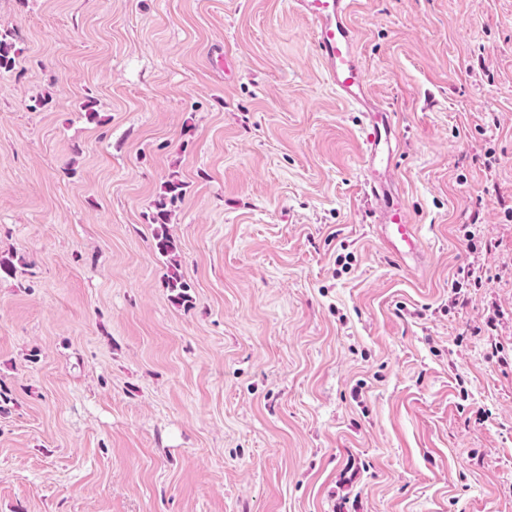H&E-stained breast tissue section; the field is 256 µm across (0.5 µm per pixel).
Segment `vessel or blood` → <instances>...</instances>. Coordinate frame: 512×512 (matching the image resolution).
<instances>
[{"label": "vessel or blood", "mask_w": 512, "mask_h": 512, "mask_svg": "<svg viewBox=\"0 0 512 512\" xmlns=\"http://www.w3.org/2000/svg\"><path fill=\"white\" fill-rule=\"evenodd\" d=\"M293 4L313 27L328 83L340 99L356 106L363 116L364 192L385 210L383 219L374 226L376 236L402 270L417 273L426 260L422 239L388 178L396 149L395 124L391 113L370 94L358 57L359 32L351 20L352 0H293Z\"/></svg>", "instance_id": "b4317fda"}]
</instances>
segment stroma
Listing matches in <instances>:
<instances>
[{"mask_svg":"<svg viewBox=\"0 0 512 512\" xmlns=\"http://www.w3.org/2000/svg\"><path fill=\"white\" fill-rule=\"evenodd\" d=\"M351 18L415 276L290 0H0V512H512V0ZM183 195L184 184L181 181H167L163 186V192L154 201V211L150 219V223L155 225L152 235L154 250L169 259L166 284L173 293L172 299L176 304L189 302L190 296L187 291L190 287L181 270L177 243L169 235L166 225L170 222L172 208L182 200Z\"/></svg>","mask_w":512,"mask_h":512,"instance_id":"1","label":"stroma"}]
</instances>
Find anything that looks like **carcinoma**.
<instances>
[{
	"instance_id": "cac0c4a2",
	"label": "carcinoma",
	"mask_w": 512,
	"mask_h": 512,
	"mask_svg": "<svg viewBox=\"0 0 512 512\" xmlns=\"http://www.w3.org/2000/svg\"><path fill=\"white\" fill-rule=\"evenodd\" d=\"M18 54L19 50L15 47V43L8 39V35L0 33V72L12 70L16 63L15 56ZM183 195L184 184L181 181H167L163 186V192L154 201V211L150 219V224L154 225L152 235L154 250L169 259L166 284L173 293V301L177 304L189 301V285L181 270L177 243L169 235L166 225L170 222L172 208L182 200Z\"/></svg>"
}]
</instances>
